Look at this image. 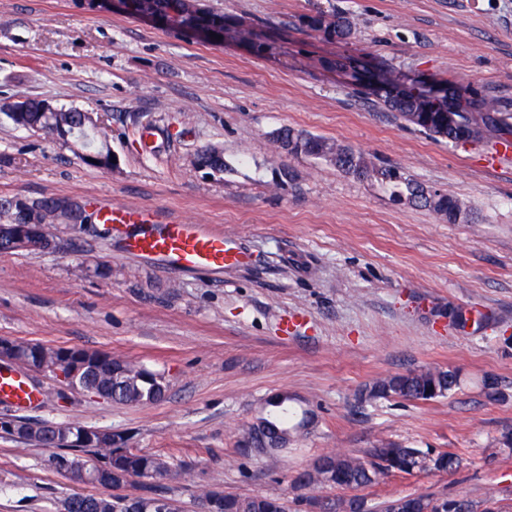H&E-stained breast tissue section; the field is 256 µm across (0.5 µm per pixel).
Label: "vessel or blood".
<instances>
[{
	"label": "vessel or blood",
	"mask_w": 512,
	"mask_h": 512,
	"mask_svg": "<svg viewBox=\"0 0 512 512\" xmlns=\"http://www.w3.org/2000/svg\"><path fill=\"white\" fill-rule=\"evenodd\" d=\"M99 218L105 224L130 227L126 251L144 260H160L175 271L230 269L247 256L231 237L204 224L161 218L153 208L101 201ZM0 399L20 408L37 403L40 395L18 373L0 370Z\"/></svg>",
	"instance_id": "vessel-or-blood-1"
}]
</instances>
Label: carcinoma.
Listing matches in <instances>:
<instances>
[{"instance_id":"1","label":"carcinoma","mask_w":512,"mask_h":512,"mask_svg":"<svg viewBox=\"0 0 512 512\" xmlns=\"http://www.w3.org/2000/svg\"><path fill=\"white\" fill-rule=\"evenodd\" d=\"M125 5L143 17H156L196 33L202 30L207 40L211 39L213 33L223 38L229 33L224 16L210 13L194 15L187 9L184 0H125ZM430 93V85L417 81L409 96L399 99L381 97L379 101L416 129L450 143H484L491 132L502 141L512 139V114L503 112L496 100L448 78L443 81L441 93L432 98L431 111L425 112L420 97ZM450 99L458 108L457 122L453 126L445 121L444 113ZM6 116L17 126L33 122L37 124V130L47 135L69 137V140L96 157L97 167L104 166L111 154L105 130L84 132V112L80 110L48 112L45 101L26 99L9 104ZM274 143L290 153L323 159L358 180L387 184L398 199L424 206L438 216L448 217L450 222L459 219L455 210L465 208L458 198L429 192L404 176L399 169L381 166L369 154L346 145L291 128L279 130ZM0 213L6 216L0 224V254L20 250L7 231L12 224L44 221L51 224L61 221L77 225L82 231L91 220V215L84 213L78 204L55 197L38 201L30 207L3 200L0 202ZM448 318L462 330L468 325L480 327L488 320L484 314L454 305L448 306ZM54 354L57 362L67 363L76 371L75 382L79 387L100 389L106 399L115 403L138 407L159 402L165 397L164 377L141 365L107 352L75 347H56ZM459 385L457 371L425 367L372 382L360 391L357 403L362 405L397 399L429 401L447 396ZM267 406V414L263 417L264 429L258 432L255 426L249 427L247 440L239 449L241 454L248 456L280 451L282 447L278 442L290 439L291 434L307 423L306 418H298V411L291 404L286 391L269 397ZM6 433L23 442L59 449L51 457L50 466L81 482L118 488L134 477L146 481L143 493L136 497L74 494L65 500L64 512H181L177 500L154 484V481L168 475L169 464L131 446L130 437L123 432L98 430L80 423L47 425L21 420L18 432L8 429ZM84 453L95 455L96 461L83 458ZM315 461L323 463V466H310L294 479L298 488L312 490L311 494L296 498L298 512H397L395 503L398 499L372 506L365 498L356 495V491L377 485L393 474H452L463 464L462 458L451 451L435 448L424 450L384 440L359 455L332 450L318 456ZM323 487H336L350 491L352 495L328 499L313 494V490ZM408 498L431 508V512H503L493 493L478 502L460 496L425 493L410 494ZM199 499L204 512H288L286 501L270 495L240 496L212 489L203 492Z\"/></svg>"}]
</instances>
